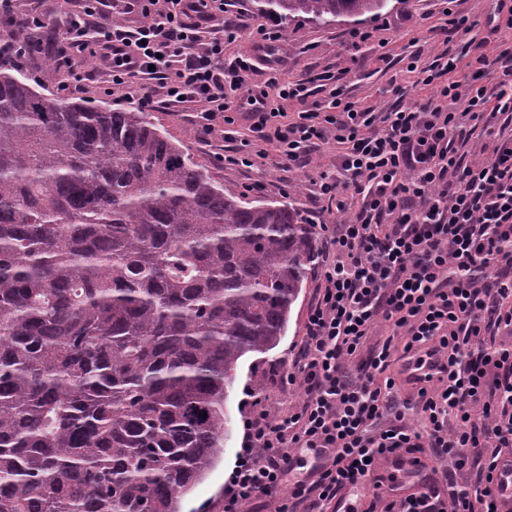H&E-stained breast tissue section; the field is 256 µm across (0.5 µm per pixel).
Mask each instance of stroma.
Wrapping results in <instances>:
<instances>
[{"label":"stroma","instance_id":"stroma-1","mask_svg":"<svg viewBox=\"0 0 512 512\" xmlns=\"http://www.w3.org/2000/svg\"><path fill=\"white\" fill-rule=\"evenodd\" d=\"M444 9L443 0H399L393 10L360 22L348 20L322 27L299 21L285 27L276 49L277 55L285 60L282 77L291 82H304L310 90L304 101L288 105V114L302 110L326 111L330 95L319 86V79L324 75L335 76L342 101L377 112L387 111L399 100L406 104L428 103L435 96V87L416 86L417 76L407 72L404 59L417 54L423 63L429 64L443 49L454 52L463 44L460 36L444 43L439 33L440 27L448 23ZM357 29L370 32V39L364 42L354 39L352 33ZM152 118L225 187L252 200L293 199L310 224L342 223V215L324 209L315 187L319 172L336 169L338 150L334 142L321 144L307 164L290 166L278 156L272 144L258 141L253 145L256 154L253 167L242 168L225 164L223 156L236 140L247 137V121L241 119L227 126L226 138L216 137L206 142L181 109H158L153 111ZM319 285L318 275H311L296 303L288 332L274 351L241 360L235 386L225 405L230 422L224 437V452L204 480L186 496L183 512H221L224 487L241 448L247 444L249 419L264 409L274 413L281 407L301 402V387L283 385L278 376L300 352L307 313Z\"/></svg>","mask_w":512,"mask_h":512}]
</instances>
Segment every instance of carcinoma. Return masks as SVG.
Masks as SVG:
<instances>
[{
    "label": "carcinoma",
    "instance_id": "1",
    "mask_svg": "<svg viewBox=\"0 0 512 512\" xmlns=\"http://www.w3.org/2000/svg\"><path fill=\"white\" fill-rule=\"evenodd\" d=\"M392 0H253L282 25ZM0 51V512H182L240 360L276 349L316 225L224 187L150 113L66 102ZM206 417L199 416V413Z\"/></svg>",
    "mask_w": 512,
    "mask_h": 512
}]
</instances>
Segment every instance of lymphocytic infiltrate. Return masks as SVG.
<instances>
[{
	"label": "lymphocytic infiltrate",
	"mask_w": 512,
	"mask_h": 512,
	"mask_svg": "<svg viewBox=\"0 0 512 512\" xmlns=\"http://www.w3.org/2000/svg\"><path fill=\"white\" fill-rule=\"evenodd\" d=\"M56 10L64 16L56 65L72 86L101 82L144 110L182 108L206 137L245 112L251 135L226 164L252 167L256 139L291 165L327 139L340 148L339 175L320 174L318 191L345 220L325 239L301 357L281 376L304 398L250 420L224 512H248L260 499L274 501V512H336L341 491L369 484L382 512H499L493 472L512 447V345L485 337L512 333V137L486 159L465 160L459 144L465 119L512 121V44L501 38L512 31V0H497L479 34L468 17L449 15L445 37L468 35L475 56L463 74L449 59L438 105L376 112L348 102L293 120L285 106L307 90L283 81L272 57L281 29L257 25L251 51L225 62L238 28L224 0H83L76 10L56 0ZM119 11L137 14L139 26L114 22ZM493 54L505 65L490 92L481 80ZM88 59L96 66L82 71ZM261 64L269 77L257 92L248 78ZM343 186L350 201L339 198ZM381 320L394 339L366 347ZM398 353L426 420L419 429L400 413L384 418ZM427 448L474 471L473 483L439 485L417 457ZM304 449L317 462L296 480ZM383 460L393 466L385 478Z\"/></svg>",
	"instance_id": "1"
}]
</instances>
